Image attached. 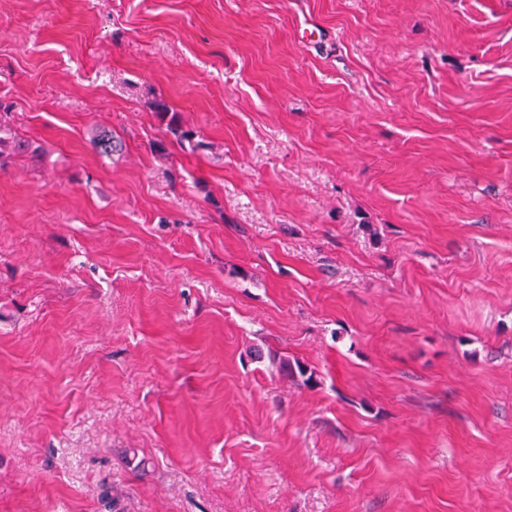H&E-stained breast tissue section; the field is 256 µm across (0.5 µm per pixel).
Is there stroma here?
Listing matches in <instances>:
<instances>
[{
  "instance_id": "stroma-1",
  "label": "stroma",
  "mask_w": 512,
  "mask_h": 512,
  "mask_svg": "<svg viewBox=\"0 0 512 512\" xmlns=\"http://www.w3.org/2000/svg\"><path fill=\"white\" fill-rule=\"evenodd\" d=\"M0 128V512H512V0H0Z\"/></svg>"
}]
</instances>
